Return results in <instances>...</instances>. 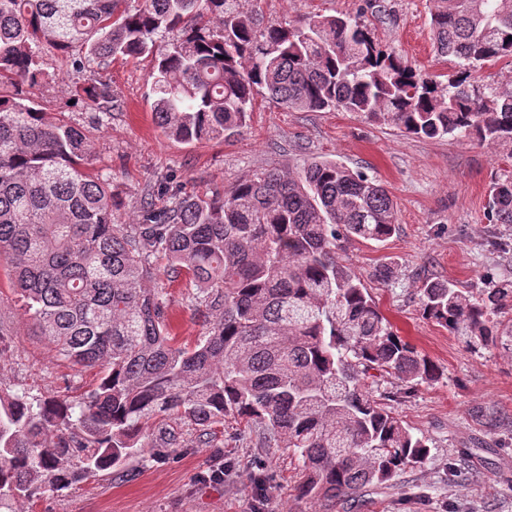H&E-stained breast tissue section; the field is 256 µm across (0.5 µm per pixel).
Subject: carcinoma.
Returning <instances> with one entry per match:
<instances>
[{"label": "carcinoma", "mask_w": 512, "mask_h": 512, "mask_svg": "<svg viewBox=\"0 0 512 512\" xmlns=\"http://www.w3.org/2000/svg\"><path fill=\"white\" fill-rule=\"evenodd\" d=\"M448 82L383 50L360 16L262 24L239 0H0V259L38 333L74 368L99 366L79 401L0 390V512L127 459L168 456L177 416L210 446L228 418L258 426L302 463L301 497L334 502L425 461L426 439L374 397L393 374L410 388L443 371L393 330L337 256L350 238L397 231L387 190L328 160L268 171L173 207L144 197L134 224L112 221L110 179L88 172V131L52 118L22 91L45 78L43 55L80 73L150 57L152 112L192 144L227 139L257 96L285 109L343 110L423 138L467 136L512 155V87L476 70L512 58V0H434ZM75 103L112 114V86L74 83ZM490 223L512 225V175L494 182ZM206 286L208 331L192 348L172 334L163 294L145 287L156 257ZM423 316L470 349L512 343V280L473 292L439 279L416 286ZM154 424L160 443L147 441Z\"/></svg>", "instance_id": "1"}]
</instances>
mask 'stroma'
<instances>
[{"label": "stroma", "instance_id": "obj_1", "mask_svg": "<svg viewBox=\"0 0 512 512\" xmlns=\"http://www.w3.org/2000/svg\"><path fill=\"white\" fill-rule=\"evenodd\" d=\"M268 22L313 15H361L375 39L421 72L446 80L449 58L436 56L429 26L433 0H241ZM52 80L33 94L53 115L79 123L97 142L95 170L112 180L121 206L120 224L131 223L148 190L173 180L181 194L204 196L268 170L297 171L313 159H329L363 172L392 197L399 230L383 242L343 241L340 260L368 289L394 330L443 371L440 383L408 388L390 375L378 377L374 395L425 437L423 465L400 471L393 481L368 489L358 502L297 497L300 463L287 449L266 443L261 429L224 423L215 447L200 448L195 433L170 424L183 446L168 458L128 461L133 479L100 475L73 489L47 493L32 512H512V353L503 348L471 351L448 331L426 320L416 294L419 278L481 289L512 279V247L496 245L497 225L488 218L489 191L512 173V158L497 155L466 136L415 137L341 110L296 112L257 97L247 129L226 139L185 144L169 139L151 112L150 61L130 59L94 68L116 97L110 117L96 119L67 102L65 86L78 81L54 57H44ZM392 276L380 281L376 271ZM150 288L161 291L180 343L193 346L207 326L197 311L198 284L158 271ZM0 389L33 397L57 392L77 397L96 384L99 368L76 370L58 358L12 291L0 265ZM505 423L482 429L478 408ZM467 456L471 478L452 477L448 464ZM266 489L256 494L255 475Z\"/></svg>", "mask_w": 512, "mask_h": 512}]
</instances>
